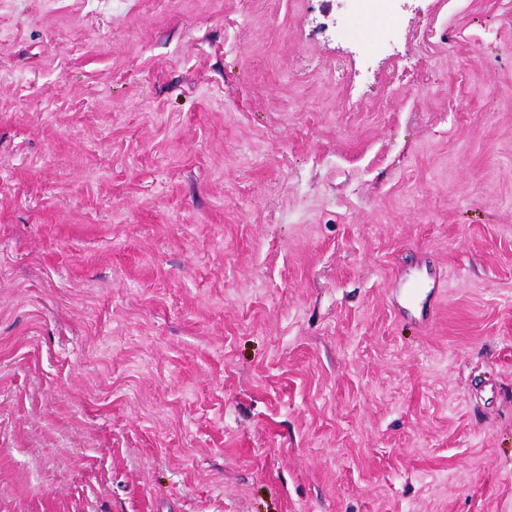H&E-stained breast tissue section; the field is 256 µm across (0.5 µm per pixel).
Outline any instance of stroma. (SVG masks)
<instances>
[{"mask_svg": "<svg viewBox=\"0 0 512 512\" xmlns=\"http://www.w3.org/2000/svg\"><path fill=\"white\" fill-rule=\"evenodd\" d=\"M354 9L0 0V512H512V0ZM427 288H429L428 292H426V288H423L421 285H416L414 288H410V289H403L404 290L403 297H404L405 302L411 306L421 305V304L423 305V303L427 300V298L429 297V294L432 292V290H433V293L431 295V298L434 296L436 290L433 288H441V285H440V282H436V280H434L432 282V284L428 285ZM431 298L429 299V303H428V306H429L428 313L426 314V316H423V314L421 312V316L418 319V322L420 323V325L422 327H425L427 325V323L430 320L431 315H433V313H434V306L430 303Z\"/></svg>", "mask_w": 512, "mask_h": 512, "instance_id": "stroma-1", "label": "stroma"}]
</instances>
